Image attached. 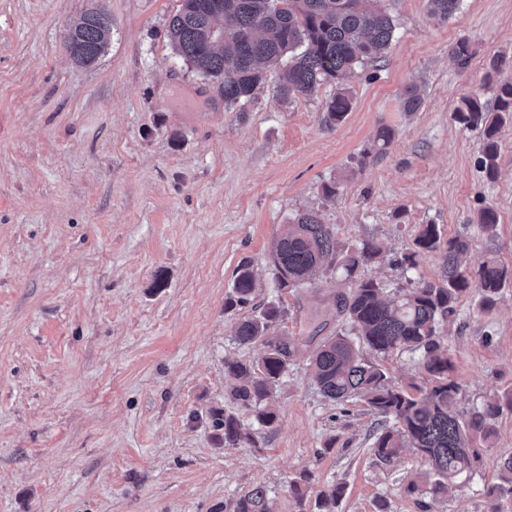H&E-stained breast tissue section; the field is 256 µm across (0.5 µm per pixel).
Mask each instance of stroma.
Listing matches in <instances>:
<instances>
[{
    "label": "stroma",
    "instance_id": "stroma-1",
    "mask_svg": "<svg viewBox=\"0 0 512 512\" xmlns=\"http://www.w3.org/2000/svg\"><path fill=\"white\" fill-rule=\"evenodd\" d=\"M179 0H0V512H231L256 488L271 512H317L340 484L336 512H491L486 489L512 456V411L480 445L474 471L439 495L411 491L425 464L405 449L370 452L377 417L356 398L326 399L310 359L320 339L352 330L336 310L350 284L339 268L279 288L273 241L303 212L334 228L337 248L381 247L361 269L388 291L441 282L444 250L418 251L425 224L469 243L464 265H512V124L499 133L498 173L480 164V130L453 118L462 98L493 103L512 78V0H461L448 20L427 0H371L396 28L383 60L336 93L283 104L279 68L243 109L177 57L167 36ZM98 7L112 19L90 68L66 51L70 22ZM474 56L456 66L452 46ZM509 67L494 71L497 59ZM421 107H400L407 85ZM394 141L379 148L381 126ZM336 181L328 198L321 186ZM499 215L494 237L477 216ZM414 256V267L404 259ZM257 278L251 302L225 310L241 264ZM280 308L277 333L295 355L270 398L273 426L231 401L225 362L263 349L235 340L237 324ZM440 334L454 356L460 411L512 397V288L492 312L466 294ZM364 357L401 385L420 383L419 353ZM246 434L219 445L212 410ZM303 498L291 490L302 474ZM352 108V97L350 92L342 87L330 101L325 104L327 120L330 123L342 122L346 114Z\"/></svg>",
    "mask_w": 512,
    "mask_h": 512
}]
</instances>
